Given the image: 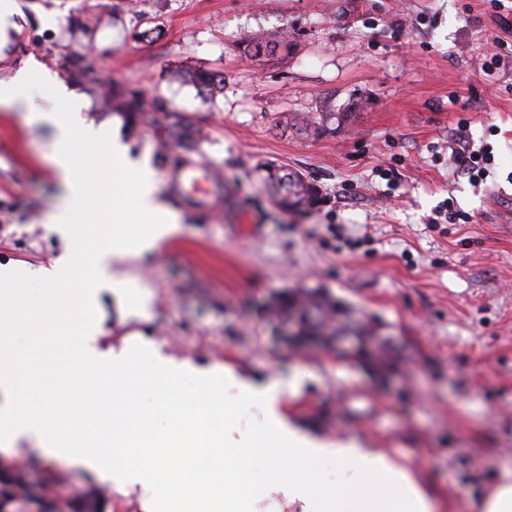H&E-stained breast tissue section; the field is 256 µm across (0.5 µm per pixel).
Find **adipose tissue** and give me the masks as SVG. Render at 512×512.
Here are the masks:
<instances>
[{"label":"adipose tissue","instance_id":"ef3b65f1","mask_svg":"<svg viewBox=\"0 0 512 512\" xmlns=\"http://www.w3.org/2000/svg\"><path fill=\"white\" fill-rule=\"evenodd\" d=\"M49 84L65 116L44 110L26 93L34 79ZM15 104L29 112L30 118L55 129L52 165L59 184L57 210L50 216V229L66 242V250L49 269L25 266H0V299L10 297L12 286L22 281L38 280L44 287L36 304L22 303L15 316L0 319L1 336H51L52 351L29 356L21 350H8L5 358L15 365L38 362L39 372L30 387V395L52 385L63 367L70 348L64 306L69 288H76L83 306H90L98 288L112 282V262L128 254H140L156 248L172 233L178 214L166 203L151 169L131 158L117 132L85 122L84 99L69 92L50 74H37L26 66L11 77L0 79V104ZM97 144L104 154L97 168L83 170L79 164L82 146ZM84 224L107 225L96 246H88L80 227ZM160 378L152 367H122L100 364L88 373L74 376L70 421L78 423L95 407L111 406L112 424L97 440H89L72 431L65 440L56 439L46 423L33 419L24 410H16L1 419L12 434L35 437L43 452L57 448L68 450L69 460L97 468L100 449L112 452V461L125 464L135 458L150 459L147 476L161 484L179 478L186 507L196 500L210 502V512H247L248 501L266 497L287 487L288 500L300 512H444L443 501L425 494L411 471L401 460L383 448H365L356 440L329 444L311 437L291 424L277 407L285 393L280 380L261 387L240 382L241 401L267 409L275 425L273 434H257L237 447H211L169 460L158 461L165 441L151 430L147 416L133 406L137 392L145 387H159ZM280 447L284 456L271 459V447ZM250 466H243V459ZM207 462L210 479L200 484L192 477L196 460ZM307 460L309 470L297 479L298 460ZM336 465V483L323 486L319 481L322 462Z\"/></svg>","mask_w":512,"mask_h":512}]
</instances>
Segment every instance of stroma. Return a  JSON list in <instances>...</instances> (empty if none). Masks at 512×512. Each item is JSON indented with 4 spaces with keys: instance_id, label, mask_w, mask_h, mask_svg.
<instances>
[{
    "instance_id": "1",
    "label": "stroma",
    "mask_w": 512,
    "mask_h": 512,
    "mask_svg": "<svg viewBox=\"0 0 512 512\" xmlns=\"http://www.w3.org/2000/svg\"><path fill=\"white\" fill-rule=\"evenodd\" d=\"M16 2L0 78L34 62L85 97L86 120L118 127L181 218L153 253L114 263L122 285L97 293L90 353L141 344L196 375L291 381L279 410L303 432L387 449L426 494L472 512L512 466V32L499 27L512 0L499 15L485 0ZM286 31L288 55L244 54ZM500 34L509 51L485 63ZM178 71L223 73L224 89L201 97ZM112 85L165 109L130 123L102 99ZM170 109L204 136L181 160L163 149ZM294 112L341 118L313 138L284 127ZM468 145L484 157L474 178L453 158ZM53 149L52 126L0 105V264L48 268L65 251L45 224ZM186 163L214 176L210 194L174 191ZM269 164L302 173L318 203L278 209ZM301 294L335 308L343 336H289L278 306ZM37 445L18 437L0 459L36 455L30 481L66 473L57 493L100 494L105 512H166L183 496L145 477L101 481Z\"/></svg>"
}]
</instances>
